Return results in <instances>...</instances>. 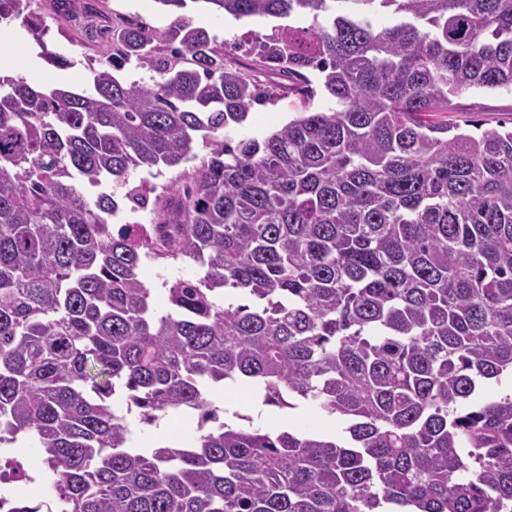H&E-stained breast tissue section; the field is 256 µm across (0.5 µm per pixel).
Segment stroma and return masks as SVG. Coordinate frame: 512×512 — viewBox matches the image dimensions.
I'll return each mask as SVG.
<instances>
[{"instance_id": "stroma-1", "label": "stroma", "mask_w": 512, "mask_h": 512, "mask_svg": "<svg viewBox=\"0 0 512 512\" xmlns=\"http://www.w3.org/2000/svg\"><path fill=\"white\" fill-rule=\"evenodd\" d=\"M102 10L111 15L112 30L116 33L120 32L125 20L133 14L161 30L170 28L178 17H186L194 26L205 28L224 41L226 64H253L258 80L266 78L265 64L255 62L249 49L256 36L269 33L271 21H238L200 7L194 0H189L187 7L179 12L162 7L158 0H102ZM0 53L16 56L18 63L12 69L13 75L24 78L32 85H65L75 89H82L87 85L88 72L83 66L60 70L39 58L37 45L21 23L16 22L9 28L0 30ZM299 105V100L292 95L274 104L253 105L245 127L246 134L260 136L272 131L276 126L285 123ZM467 119L477 120L485 128L500 124L511 126L512 92L470 90L459 95L454 101L452 112L447 115V120L460 123ZM200 274V267L190 262L165 267L145 264L140 269L141 279L153 286L154 304L162 312L168 310L169 304L165 290L160 287L161 282L179 277H197ZM209 398L216 407L226 410L227 413L238 412L251 416L254 425L267 429L289 424L303 430L331 434L342 428L340 420L326 415L310 404L302 403L289 410L264 405L254 389L242 384L211 388Z\"/></svg>"}]
</instances>
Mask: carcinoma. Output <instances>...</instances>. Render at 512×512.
Returning <instances> with one entry per match:
<instances>
[{
  "label": "carcinoma",
  "mask_w": 512,
  "mask_h": 512,
  "mask_svg": "<svg viewBox=\"0 0 512 512\" xmlns=\"http://www.w3.org/2000/svg\"><path fill=\"white\" fill-rule=\"evenodd\" d=\"M189 1L311 23L258 38L266 88L188 20H127L119 56L84 57L86 89L0 76V444L26 434L49 480L11 512H512V392L487 391L512 377V127L429 120L512 91V0L158 3ZM98 2H54L84 46L112 38ZM27 7L0 0V26L22 19L40 58L76 65ZM281 92L303 111L239 134ZM197 139L154 233L113 230L115 189L133 212L155 191L131 171L185 163ZM148 257L203 275L166 284L161 313ZM226 380L343 435L210 427ZM187 409L194 438L131 444L127 414Z\"/></svg>",
  "instance_id": "obj_1"
}]
</instances>
